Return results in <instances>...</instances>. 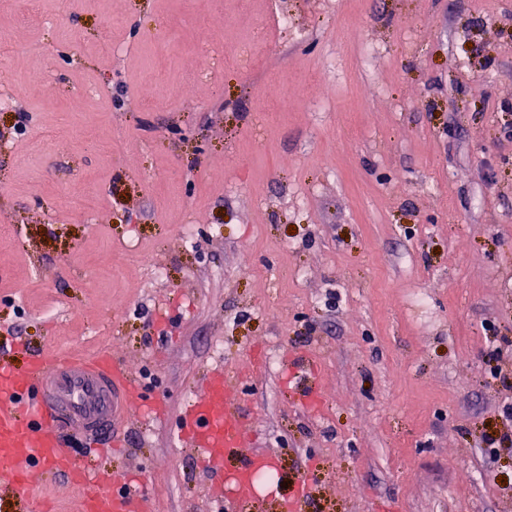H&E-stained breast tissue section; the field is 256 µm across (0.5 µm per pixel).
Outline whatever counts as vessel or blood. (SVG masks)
Returning a JSON list of instances; mask_svg holds the SVG:
<instances>
[{
    "label": "vessel or blood",
    "mask_w": 512,
    "mask_h": 512,
    "mask_svg": "<svg viewBox=\"0 0 512 512\" xmlns=\"http://www.w3.org/2000/svg\"><path fill=\"white\" fill-rule=\"evenodd\" d=\"M288 372L301 403L318 405L316 363L295 355L288 359ZM142 402L140 384L107 353L48 352L20 368L1 362L0 469L9 474L11 492L26 503L28 512H40L39 489L30 474L45 468L70 476L78 490L72 512H145L146 490L138 478L108 470L87 473L60 437L62 427L79 428L119 447L114 437L117 416L134 415ZM246 427L220 368L208 373L201 398L188 406L178 424L203 468L225 476L224 487L215 491L225 512H242L253 504L259 493L258 475L276 468L268 456L244 451ZM231 456L238 464L228 475L224 463Z\"/></svg>",
    "instance_id": "obj_1"
}]
</instances>
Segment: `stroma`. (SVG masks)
Here are the masks:
<instances>
[{
  "label": "stroma",
  "mask_w": 512,
  "mask_h": 512,
  "mask_svg": "<svg viewBox=\"0 0 512 512\" xmlns=\"http://www.w3.org/2000/svg\"><path fill=\"white\" fill-rule=\"evenodd\" d=\"M22 7L0 0V361L107 350L167 408L109 454L61 430L75 461L139 473L148 512H211L178 423L220 362L277 464L251 512L307 474L304 512H512V447L484 443L512 432L485 364L512 371V0ZM241 45L251 66L185 87ZM288 372L301 403L307 407L317 406L319 396L317 392L318 369L316 363L303 355L288 358Z\"/></svg>",
  "instance_id": "stroma-1"
}]
</instances>
